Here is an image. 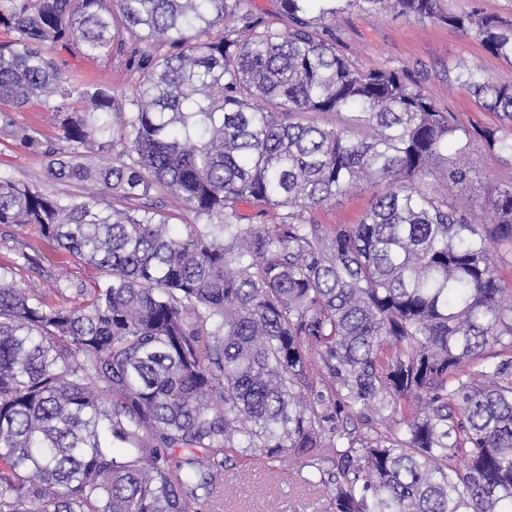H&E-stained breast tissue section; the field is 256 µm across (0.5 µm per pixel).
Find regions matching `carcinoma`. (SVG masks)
<instances>
[{"label": "carcinoma", "mask_w": 512, "mask_h": 512, "mask_svg": "<svg viewBox=\"0 0 512 512\" xmlns=\"http://www.w3.org/2000/svg\"><path fill=\"white\" fill-rule=\"evenodd\" d=\"M277 2L0 0V117L36 102L68 149L20 127L17 145L55 180L163 191L196 220L0 175V224L103 277L56 284L82 298L63 304L0 266V512H220L238 448L309 468L331 512H512V294L489 262L512 248V185L488 225L448 198L475 137L512 155V84L457 76L500 121L472 131L407 69L356 67L330 23L431 22L494 55L512 24ZM74 45L127 57L133 96L74 82L56 61ZM363 181L381 191L357 223L311 217Z\"/></svg>", "instance_id": "cac0c4a2"}]
</instances>
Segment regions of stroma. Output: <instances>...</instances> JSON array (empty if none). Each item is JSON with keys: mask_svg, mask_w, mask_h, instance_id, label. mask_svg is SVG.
Returning <instances> with one entry per match:
<instances>
[{"mask_svg": "<svg viewBox=\"0 0 512 512\" xmlns=\"http://www.w3.org/2000/svg\"><path fill=\"white\" fill-rule=\"evenodd\" d=\"M336 36L357 67L380 68L386 64L405 67L421 81L436 103L469 128L496 126L493 113L480 109L465 90L458 88V72L471 69L483 77L512 83V56L493 55L477 41L447 28L391 16L344 14L335 24ZM58 62L80 83L101 82L113 94L132 95L135 77L125 58H91L79 47L60 52ZM469 163L477 175L473 182L453 185L450 200L475 219L489 221L486 200L494 190L512 183V156L475 141ZM48 159L41 152L17 146L6 131H0V174L38 186L60 196L95 195L104 201L112 196L97 183L52 181L47 176ZM374 188L366 187L338 201L318 207L314 219L328 227L354 224L370 207ZM31 255V262L18 260V252ZM13 264L20 286L47 291L56 282L86 288L97 272L71 257L44 250L39 239L18 228L0 224V264ZM309 471L301 464H281L266 458H244L227 453L224 459L223 512H329V497L322 487L308 488Z\"/></svg>", "mask_w": 512, "mask_h": 512, "instance_id": "1", "label": "stroma"}]
</instances>
